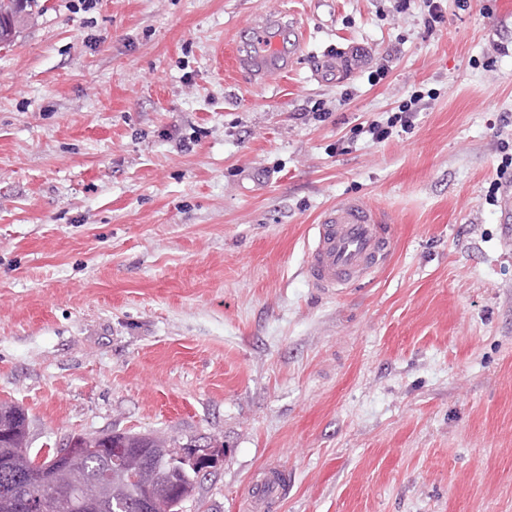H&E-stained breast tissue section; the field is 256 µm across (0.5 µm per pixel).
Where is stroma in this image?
<instances>
[{"label":"stroma","mask_w":512,"mask_h":512,"mask_svg":"<svg viewBox=\"0 0 512 512\" xmlns=\"http://www.w3.org/2000/svg\"><path fill=\"white\" fill-rule=\"evenodd\" d=\"M43 3L0 48V399L30 454L222 448L182 512H512V0L431 27L422 0ZM260 12L303 35L254 83L227 58ZM343 198L396 251L322 294L309 226Z\"/></svg>","instance_id":"1"}]
</instances>
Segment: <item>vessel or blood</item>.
Listing matches in <instances>:
<instances>
[{
    "label": "vessel or blood",
    "instance_id": "vessel-or-blood-1",
    "mask_svg": "<svg viewBox=\"0 0 512 512\" xmlns=\"http://www.w3.org/2000/svg\"><path fill=\"white\" fill-rule=\"evenodd\" d=\"M248 33V39L237 41L232 48L234 68L255 80L287 72L299 44L296 23L285 21L280 14H261L249 22ZM312 238L305 266L308 284L333 293L384 266L395 235L381 212L347 198L321 211Z\"/></svg>",
    "mask_w": 512,
    "mask_h": 512
}]
</instances>
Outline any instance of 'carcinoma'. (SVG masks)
Wrapping results in <instances>:
<instances>
[{
    "instance_id": "cac0c4a2",
    "label": "carcinoma",
    "mask_w": 512,
    "mask_h": 512,
    "mask_svg": "<svg viewBox=\"0 0 512 512\" xmlns=\"http://www.w3.org/2000/svg\"><path fill=\"white\" fill-rule=\"evenodd\" d=\"M39 0H0V45L10 44L24 25ZM102 448L124 449L125 462L112 472V497L104 501L99 512H134L132 500L140 484L155 478H166L167 486L152 506V512H178L177 499L187 500L194 495L202 468H211L221 456L220 449L210 448L195 466L178 472L171 469L177 451L166 439L132 432L113 434L101 441L93 439ZM28 447V417L13 402L0 400V512H20L19 505L29 495V487L53 477L62 481L72 470L83 471L84 479L97 481L110 470L106 460L99 456L75 459L55 466L47 473L29 468L18 450Z\"/></svg>"
}]
</instances>
